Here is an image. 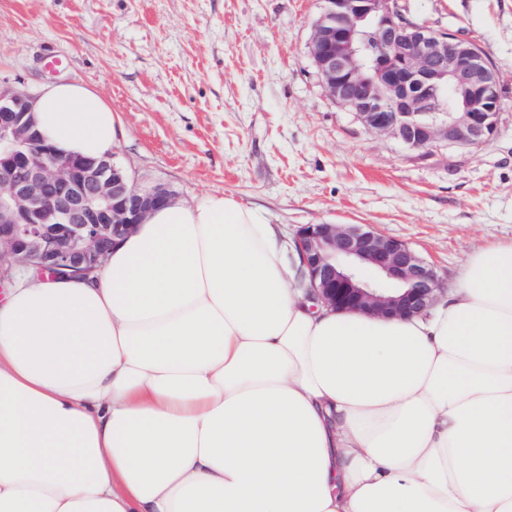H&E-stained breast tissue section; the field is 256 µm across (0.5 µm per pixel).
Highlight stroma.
<instances>
[{
    "mask_svg": "<svg viewBox=\"0 0 512 512\" xmlns=\"http://www.w3.org/2000/svg\"><path fill=\"white\" fill-rule=\"evenodd\" d=\"M322 0H0V86L65 79L102 94L137 185L195 202L219 190L287 236L367 224L451 287L512 242V0H405L409 17L475 39L503 93L472 147L408 148L367 132L323 89L307 43Z\"/></svg>",
    "mask_w": 512,
    "mask_h": 512,
    "instance_id": "35a3bbf8",
    "label": "stroma"
}]
</instances>
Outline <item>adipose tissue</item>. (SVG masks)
<instances>
[{
    "mask_svg": "<svg viewBox=\"0 0 512 512\" xmlns=\"http://www.w3.org/2000/svg\"><path fill=\"white\" fill-rule=\"evenodd\" d=\"M101 157L111 105L46 86ZM278 225L172 201L89 278L0 294V512H512V243L408 319L308 300Z\"/></svg>",
    "mask_w": 512,
    "mask_h": 512,
    "instance_id": "adipose-tissue-1",
    "label": "adipose tissue"
}]
</instances>
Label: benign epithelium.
I'll return each instance as SVG.
<instances>
[{
    "label": "benign epithelium",
    "instance_id": "1",
    "mask_svg": "<svg viewBox=\"0 0 512 512\" xmlns=\"http://www.w3.org/2000/svg\"><path fill=\"white\" fill-rule=\"evenodd\" d=\"M323 2L310 56L329 98L367 131L416 150L494 136L500 89L477 43L410 20L400 0ZM34 100L0 87V283L31 268L87 275L174 197L162 184L137 186L111 156L57 153L35 127ZM295 241L309 297L336 310L408 318L442 292L414 250L370 228L306 224Z\"/></svg>",
    "mask_w": 512,
    "mask_h": 512
}]
</instances>
